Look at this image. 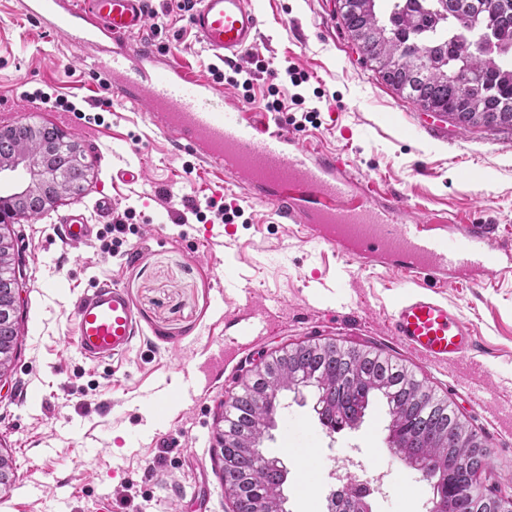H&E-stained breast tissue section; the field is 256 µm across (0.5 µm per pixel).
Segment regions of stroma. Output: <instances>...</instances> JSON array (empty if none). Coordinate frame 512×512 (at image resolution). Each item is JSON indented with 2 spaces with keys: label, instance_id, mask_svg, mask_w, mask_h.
Instances as JSON below:
<instances>
[{
  "label": "stroma",
  "instance_id": "obj_1",
  "mask_svg": "<svg viewBox=\"0 0 512 512\" xmlns=\"http://www.w3.org/2000/svg\"><path fill=\"white\" fill-rule=\"evenodd\" d=\"M26 0H0V130L21 121L54 126L85 153L80 195L13 224L20 270L22 339L0 376V451L14 478L0 512H228L213 458L220 403L258 353L312 338L373 345L404 360L448 397L485 436L493 471L512 472V271L459 273L438 297L472 324L478 348L440 363L404 346L387 319L420 283L379 266L348 264L310 231L279 223L271 206L247 200L223 171L176 151L150 127L140 105L123 102L90 74L80 51L24 13ZM182 0H149L157 29L141 41L187 71L209 76L215 58L181 10ZM263 25L250 60L265 69L249 95L224 97L262 113L279 71L295 64L309 80L316 124L295 128L305 145L339 154L359 180L398 199L414 224L450 218L488 225L496 246L512 244V132L463 131L423 112L363 64L336 12V0H252ZM46 98L30 101L29 93ZM76 104L63 110L59 102ZM140 165L142 180L117 176ZM112 210L98 212L101 195ZM242 205L230 225H179L184 199ZM131 210L130 229L109 249L112 217ZM84 213L98 227L74 249L62 226ZM121 285L139 334L121 358L90 362L78 350L73 304L90 283ZM317 390L277 396L275 423L259 447L283 459L287 512H314L306 489L323 496L334 457L382 473L372 512H427L433 486L388 443L390 416L373 395L355 427L332 432L312 409ZM134 487V497L111 491Z\"/></svg>",
  "mask_w": 512,
  "mask_h": 512
}]
</instances>
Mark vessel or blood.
<instances>
[{
  "label": "vessel or blood",
  "instance_id": "b4317fda",
  "mask_svg": "<svg viewBox=\"0 0 512 512\" xmlns=\"http://www.w3.org/2000/svg\"><path fill=\"white\" fill-rule=\"evenodd\" d=\"M148 0H27V15L82 51L89 70L108 74L123 101L145 103L153 126L176 150L224 171L255 201L271 205L282 223L305 224L347 261L375 256L421 279V292L405 296L388 323L394 336L434 360L453 361L474 350L473 331L458 310L431 294L432 286L473 267L487 268L490 239L471 230L450 240L428 224L395 220L397 203L382 201L373 184L357 179L335 155L300 144L276 118L247 116L225 106L221 86L194 78L152 46L129 42L142 31ZM189 22L204 47L225 61L243 59L256 46L262 18L251 0H195ZM95 227L70 218L63 239L89 245ZM73 314L77 345L98 362L126 353L138 330L120 285L90 284Z\"/></svg>",
  "mask_w": 512,
  "mask_h": 512
}]
</instances>
